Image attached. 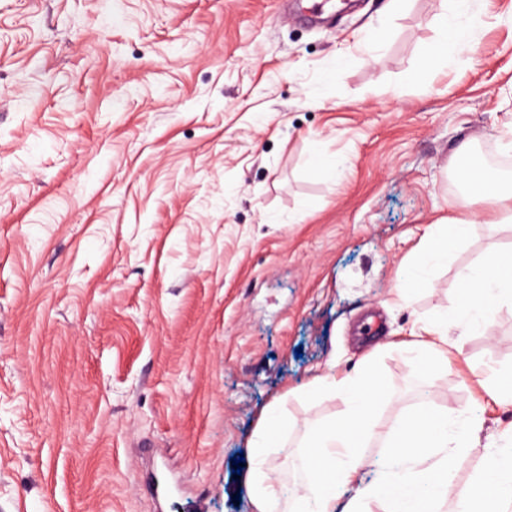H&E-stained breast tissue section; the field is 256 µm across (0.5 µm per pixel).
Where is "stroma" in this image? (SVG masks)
I'll list each match as a JSON object with an SVG mask.
<instances>
[{"label": "stroma", "mask_w": 512, "mask_h": 512, "mask_svg": "<svg viewBox=\"0 0 512 512\" xmlns=\"http://www.w3.org/2000/svg\"><path fill=\"white\" fill-rule=\"evenodd\" d=\"M304 8L0 0V512H252L232 460L265 410L294 424L269 462L295 488L305 421L344 409L303 390L368 355L386 395L363 484L420 405L483 417L454 485L512 451L483 386L512 369L511 304L450 330L447 376L402 348L512 229L477 206L411 302L395 288L460 214L459 148L512 160V0H357L316 27ZM458 10L468 41L430 67Z\"/></svg>", "instance_id": "1"}]
</instances>
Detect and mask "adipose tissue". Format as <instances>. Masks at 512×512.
Returning a JSON list of instances; mask_svg holds the SVG:
<instances>
[{"instance_id":"obj_1","label":"adipose tissue","mask_w":512,"mask_h":512,"mask_svg":"<svg viewBox=\"0 0 512 512\" xmlns=\"http://www.w3.org/2000/svg\"><path fill=\"white\" fill-rule=\"evenodd\" d=\"M468 37L457 15L446 16L438 38L428 49L431 65L440 66L455 56ZM467 148H460L455 166L458 180L468 186L460 206L468 209L493 200L499 205L497 221L512 223V190L496 175L481 167L465 165ZM468 221L449 219L431 225L421 243L422 263L404 269L397 283L402 301L426 281L427 267L447 260L449 250L469 233ZM457 307L425 326V334L408 342L413 365L435 376L448 373V330L461 334L485 326L490 312L500 303L512 302V252L491 253L485 262L462 273ZM314 394L340 397L345 409L339 419H312L305 425L299 454L301 481L291 499H284L280 479L268 460L272 449L282 447L289 427L278 405L265 411L250 441L249 498L254 512H363L364 500L388 504V512H429L431 502L456 492L460 512H491L512 499V454L490 455L481 478L453 489L452 477L481 428L479 416L449 418L446 410L431 408L399 420L386 439L388 471L376 483L361 486L357 476L363 464L361 450L374 433V412L385 394L378 376L358 370L343 378L327 373L314 380ZM352 488L346 502H339V489Z\"/></svg>"}]
</instances>
